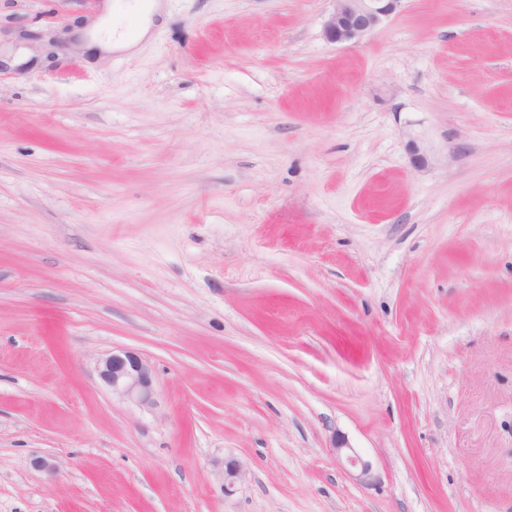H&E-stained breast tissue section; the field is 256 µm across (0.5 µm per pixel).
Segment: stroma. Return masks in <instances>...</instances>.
Masks as SVG:
<instances>
[{
	"label": "stroma",
	"mask_w": 512,
	"mask_h": 512,
	"mask_svg": "<svg viewBox=\"0 0 512 512\" xmlns=\"http://www.w3.org/2000/svg\"><path fill=\"white\" fill-rule=\"evenodd\" d=\"M112 2L0 0V512H512V0ZM323 35L333 44L355 45L395 14L402 0H332ZM98 372L112 395L139 407L154 404L151 367L136 353L112 351L100 360ZM330 445L338 459H345L351 468L359 470V473L354 475L357 479L364 480L370 476V463L363 460L355 448L350 446L344 435L339 432H333Z\"/></svg>",
	"instance_id": "stroma-1"
}]
</instances>
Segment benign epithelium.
Returning a JSON list of instances; mask_svg holds the SVG:
<instances>
[{
	"label": "benign epithelium",
	"mask_w": 512,
	"mask_h": 512,
	"mask_svg": "<svg viewBox=\"0 0 512 512\" xmlns=\"http://www.w3.org/2000/svg\"><path fill=\"white\" fill-rule=\"evenodd\" d=\"M402 0H333L323 35L333 44L355 45L374 32L386 19L395 14ZM99 377L112 394L139 407L154 404L151 367L134 352L113 351L99 362ZM330 445L336 457L358 470L356 478L370 476L371 465L351 447L344 435L335 432ZM242 479V469L234 460L224 462V494L234 491Z\"/></svg>",
	"instance_id": "7a95c632"
}]
</instances>
